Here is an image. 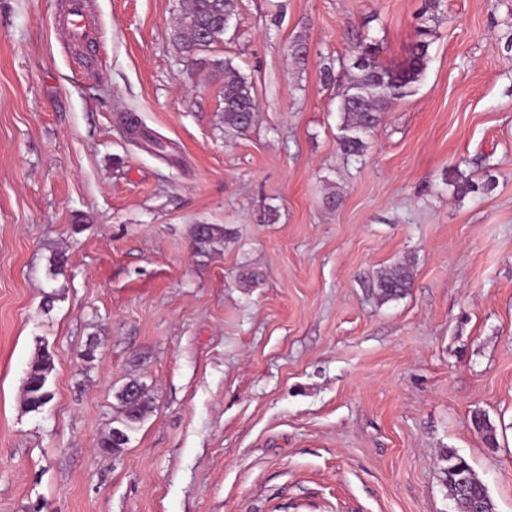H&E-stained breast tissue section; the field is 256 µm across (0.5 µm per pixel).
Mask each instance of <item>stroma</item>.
Returning <instances> with one entry per match:
<instances>
[{
    "instance_id": "35a3bbf8",
    "label": "stroma",
    "mask_w": 512,
    "mask_h": 512,
    "mask_svg": "<svg viewBox=\"0 0 512 512\" xmlns=\"http://www.w3.org/2000/svg\"><path fill=\"white\" fill-rule=\"evenodd\" d=\"M61 2L0 0V512H455L447 448L512 512V0H441L423 81L356 162L321 70L363 36L401 62L428 0H238L206 56L253 85L242 135L171 42L183 0H88L80 48ZM459 172L494 188L457 198ZM196 224L223 246L196 255ZM131 381L152 409L100 452ZM413 273L407 263H398L376 278L372 288L382 301H390L404 295L410 287ZM53 369V358L48 352L38 356L29 366L24 381V402L30 412L41 410L52 399L47 388L48 376Z\"/></svg>"
}]
</instances>
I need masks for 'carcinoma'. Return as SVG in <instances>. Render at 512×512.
<instances>
[{"label": "carcinoma", "mask_w": 512, "mask_h": 512, "mask_svg": "<svg viewBox=\"0 0 512 512\" xmlns=\"http://www.w3.org/2000/svg\"><path fill=\"white\" fill-rule=\"evenodd\" d=\"M439 0H430V15L421 21L417 39L409 48L407 57L399 64L382 61L380 45L368 38L356 39L351 47V57L339 60L345 71L346 83L342 85L337 112L339 113L338 146L346 160H357L366 148V139L380 123L381 114L397 100L412 95L427 68L430 48L437 37L435 11ZM238 13L237 0H186L180 19L172 32V41L178 53L203 68L211 67L223 79L224 130L243 134L255 121L256 100L253 87L240 73L232 59L209 60L201 56L198 34L210 31L213 37L224 36L226 20ZM457 194L465 197L479 192L487 193L493 183H477L460 176L456 182ZM224 226L195 224L192 228V245L196 254L205 256L224 243ZM413 273L407 263H398L376 278L372 288L383 301L397 299L410 287ZM53 369V358L46 353L34 359L24 381V402L30 412L44 408L52 399L47 388L48 376ZM122 419L120 426L104 434L98 447L109 454L121 451L129 443V433L151 410L150 397L143 385L136 381L127 383L117 394ZM475 428L484 435L487 443L496 440V430L482 414L474 416ZM446 462L441 470L442 482L454 502L466 512H495L489 492L468 462L451 449L443 452Z\"/></svg>", "instance_id": "carcinoma-1"}]
</instances>
